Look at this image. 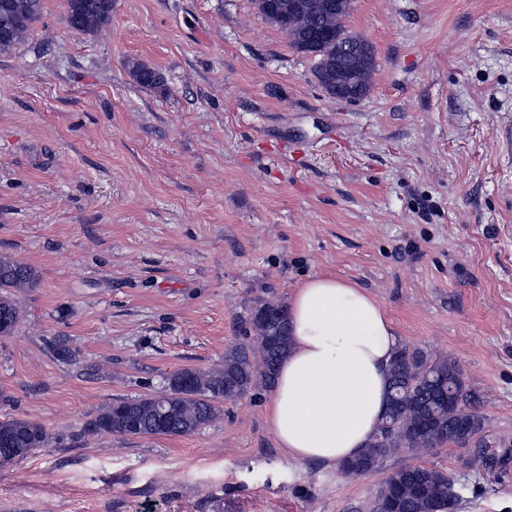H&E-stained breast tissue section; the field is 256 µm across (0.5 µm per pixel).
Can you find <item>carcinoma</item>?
<instances>
[{"instance_id": "obj_1", "label": "carcinoma", "mask_w": 512, "mask_h": 512, "mask_svg": "<svg viewBox=\"0 0 512 512\" xmlns=\"http://www.w3.org/2000/svg\"><path fill=\"white\" fill-rule=\"evenodd\" d=\"M43 0H24V13L0 11L6 32L0 35V52H7L27 39L41 16ZM259 11L288 34L295 49L318 58L316 73L336 57V36L350 32L349 14L327 11L318 15L288 16V0H264ZM138 84L158 89L163 76L139 61L129 63ZM37 283L36 272L9 255L0 254V335L14 332L20 316L17 293ZM265 320L255 336L258 348L246 343L231 347L218 369H181L167 378L160 396L123 399L108 406L85 430L88 435L185 436L212 423L221 412L220 403L236 401L258 387L275 385L277 370L287 356L290 334L286 308L273 314L260 307L250 323ZM389 405L378 433L357 457L345 461L341 471L361 476L376 470L382 461L403 449L422 452L444 442L468 449L467 463L486 473L494 472L499 452L491 451L483 434L480 415L471 408L458 365L446 359H430L423 351L399 346L389 369ZM51 440L47 427L38 421L0 418V468L13 465L46 447ZM454 483L448 473L433 466L407 465L393 469L378 488L372 512L395 505L398 512H454L458 496H449Z\"/></svg>"}]
</instances>
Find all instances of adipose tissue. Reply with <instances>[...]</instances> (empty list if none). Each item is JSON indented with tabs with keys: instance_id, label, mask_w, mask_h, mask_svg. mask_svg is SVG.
<instances>
[{
	"instance_id": "adipose-tissue-1",
	"label": "adipose tissue",
	"mask_w": 512,
	"mask_h": 512,
	"mask_svg": "<svg viewBox=\"0 0 512 512\" xmlns=\"http://www.w3.org/2000/svg\"><path fill=\"white\" fill-rule=\"evenodd\" d=\"M288 322L291 347L266 406L268 421L291 459L341 464L378 431L399 338L371 293L328 275L295 289Z\"/></svg>"
}]
</instances>
